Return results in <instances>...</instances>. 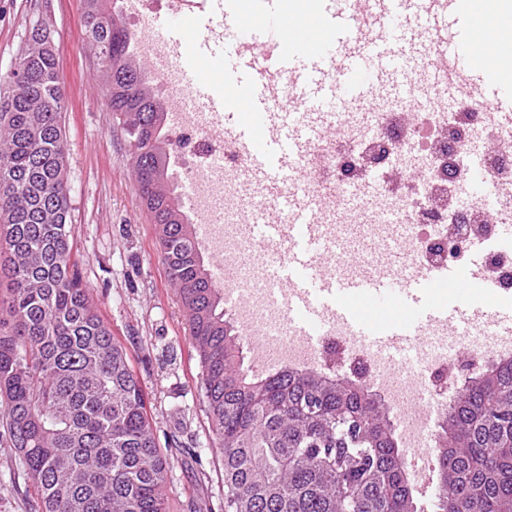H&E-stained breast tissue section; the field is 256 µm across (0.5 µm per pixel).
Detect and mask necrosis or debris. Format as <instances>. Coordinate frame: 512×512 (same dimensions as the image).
<instances>
[{"label": "necrosis or debris", "instance_id": "obj_1", "mask_svg": "<svg viewBox=\"0 0 512 512\" xmlns=\"http://www.w3.org/2000/svg\"><path fill=\"white\" fill-rule=\"evenodd\" d=\"M424 110L417 126L409 128L401 121L410 103L400 100L398 111L378 104L370 122L357 114L343 113L336 119V137L321 145L307 163L308 189L326 191L324 209L342 213L345 223L354 224L358 216L349 210V195L362 181L368 169L381 172L399 170L427 173L429 184L420 187L410 182L403 187L382 184L380 195L385 207L393 210L394 222L400 225L399 248L408 258L413 272L429 274L448 263H466L473 240L491 242L486 256L487 280L499 297L512 296V243L499 239L497 217L512 211V152L486 155L482 163L487 199L478 200L468 210L466 221L453 222L448 203L453 185L469 177V169L458 161L469 151L478 135L487 133L512 142V122L490 112L472 94L460 91L456 109L433 90H426ZM210 120L196 119L182 125V147L187 148L191 178L197 185V206L201 214L222 211L224 198L232 194L235 182L245 169L242 156L225 151L224 166L205 171L197 161L199 154L213 147ZM211 251L223 256L233 278L261 284L264 259L257 256L253 240L245 236L238 223H218L213 227ZM240 330L264 335L261 348L279 366H315L320 360L345 353L360 368L361 377L376 379L389 375L383 390L388 410L399 425V437L407 447H416L427 428L428 419L410 402L424 388L452 376L458 366L498 353L500 341L492 331L457 337L451 352L437 356L427 371L402 369L389 374L384 360L359 345L336 327H329L324 340L316 346L306 345L284 323L281 311L265 294L255 292L236 314Z\"/></svg>", "mask_w": 512, "mask_h": 512}]
</instances>
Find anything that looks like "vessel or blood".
<instances>
[{"label":"vessel or blood","instance_id":"vessel-or-blood-1","mask_svg":"<svg viewBox=\"0 0 512 512\" xmlns=\"http://www.w3.org/2000/svg\"><path fill=\"white\" fill-rule=\"evenodd\" d=\"M462 18L470 23L466 37L457 31ZM241 24L227 0H179L176 25L148 26L149 50L141 59L179 76L186 94L172 122L221 118V142L247 162L239 194L278 197V211L251 210L239 220L265 251L287 254L270 267L268 288L290 328L313 344L326 326H339L389 362L415 351L419 338L441 326L467 331L490 323L511 336L512 310H490L470 295L484 280L478 267L464 278L455 268L441 269V280L456 293L450 308L432 301L433 283L422 276L397 281L375 269L340 279L321 274L314 249L325 238L323 211L318 195L296 182L334 126L337 98L372 112L378 88L415 50L420 28L432 37L437 90L447 89L449 72L461 73L486 108L512 116V101L496 92L500 77L475 64L480 32L497 27L498 18L476 15L472 0H364L358 10L325 0L293 50L278 32L260 47L247 37L224 41L222 30ZM206 62L219 68L218 79L202 77ZM228 281V268H221L216 283L235 311L250 287L231 290Z\"/></svg>","mask_w":512,"mask_h":512}]
</instances>
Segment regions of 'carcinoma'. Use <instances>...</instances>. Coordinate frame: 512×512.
I'll return each instance as SVG.
<instances>
[{
    "mask_svg": "<svg viewBox=\"0 0 512 512\" xmlns=\"http://www.w3.org/2000/svg\"><path fill=\"white\" fill-rule=\"evenodd\" d=\"M112 112L199 357L224 512H418L385 404L363 383L285 367L249 377L224 291L169 190L167 112L112 0H83ZM33 28L0 101V422L42 512H169L147 395L75 270L58 61ZM436 512H512V357L457 391L437 437Z\"/></svg>",
    "mask_w": 512,
    "mask_h": 512,
    "instance_id": "cac0c4a2",
    "label": "carcinoma"
}]
</instances>
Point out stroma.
Segmentation results:
<instances>
[{
    "label": "stroma",
    "instance_id": "obj_1",
    "mask_svg": "<svg viewBox=\"0 0 512 512\" xmlns=\"http://www.w3.org/2000/svg\"><path fill=\"white\" fill-rule=\"evenodd\" d=\"M50 30L66 101L73 258L147 394L168 454L172 512H224V472L201 368L129 162V143L96 78L82 0H0V92L35 25ZM0 512H41L14 449L0 439Z\"/></svg>",
    "mask_w": 512,
    "mask_h": 512
}]
</instances>
